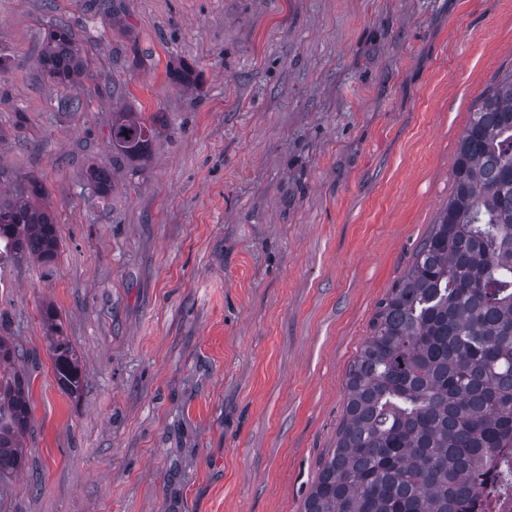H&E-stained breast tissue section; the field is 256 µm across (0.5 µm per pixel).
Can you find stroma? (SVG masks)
<instances>
[{
    "mask_svg": "<svg viewBox=\"0 0 512 512\" xmlns=\"http://www.w3.org/2000/svg\"><path fill=\"white\" fill-rule=\"evenodd\" d=\"M82 3L0 0V190L40 179L61 242L50 270L0 260L33 413L0 512H300L474 100L512 69V0ZM60 18L93 73L78 112L39 69ZM183 62L197 91L171 82ZM124 108L168 118L146 163L112 155ZM48 304L83 360L76 397ZM85 181L93 191L94 204L107 208L112 197V179L108 168L100 163L91 162L85 171ZM42 321L50 332L49 351L54 362L57 383L64 392L76 396L84 382L80 357L67 337L63 336L53 307L47 306L43 309Z\"/></svg>",
    "mask_w": 512,
    "mask_h": 512,
    "instance_id": "1",
    "label": "stroma"
}]
</instances>
